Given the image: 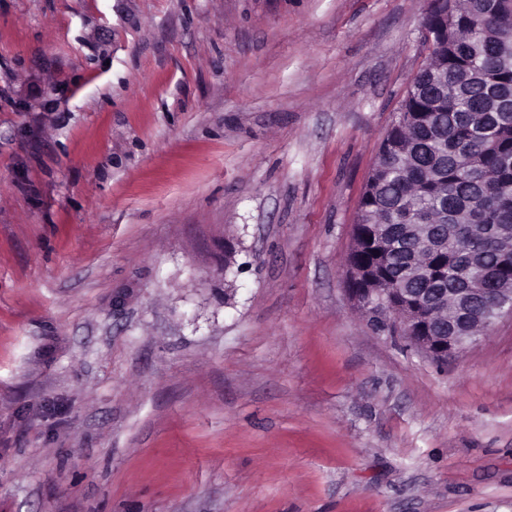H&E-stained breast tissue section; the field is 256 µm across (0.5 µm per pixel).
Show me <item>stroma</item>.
<instances>
[{
    "mask_svg": "<svg viewBox=\"0 0 512 512\" xmlns=\"http://www.w3.org/2000/svg\"><path fill=\"white\" fill-rule=\"evenodd\" d=\"M426 8L0 0V512H512V317L348 292Z\"/></svg>",
    "mask_w": 512,
    "mask_h": 512,
    "instance_id": "obj_1",
    "label": "stroma"
}]
</instances>
